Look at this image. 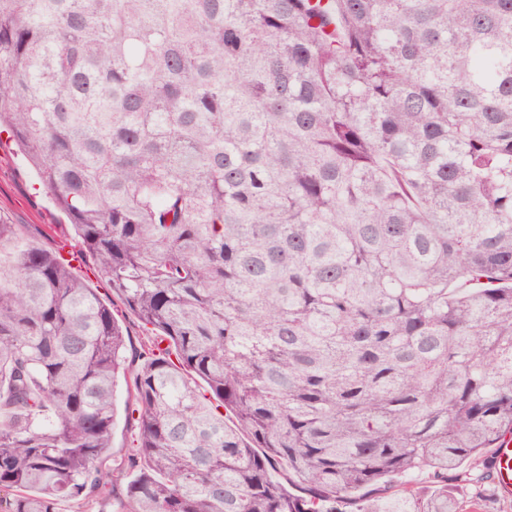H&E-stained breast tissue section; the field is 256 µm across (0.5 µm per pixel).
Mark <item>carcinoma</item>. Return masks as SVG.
<instances>
[{
	"mask_svg": "<svg viewBox=\"0 0 512 512\" xmlns=\"http://www.w3.org/2000/svg\"><path fill=\"white\" fill-rule=\"evenodd\" d=\"M3 132L177 362L1 222L0 512L110 495L121 380L120 512H461L490 476L512 0H0ZM127 397L125 386H122L117 394V418L112 435L111 459L107 463V469L111 474V493L106 500L94 502L91 511L86 510L81 504L74 501L64 502L60 505L61 512H116L125 500L126 487L130 480L128 472L118 473L112 471V460L120 461L131 453L135 440V431L132 423L126 419L124 412Z\"/></svg>",
	"mask_w": 512,
	"mask_h": 512,
	"instance_id": "1",
	"label": "carcinoma"
}]
</instances>
